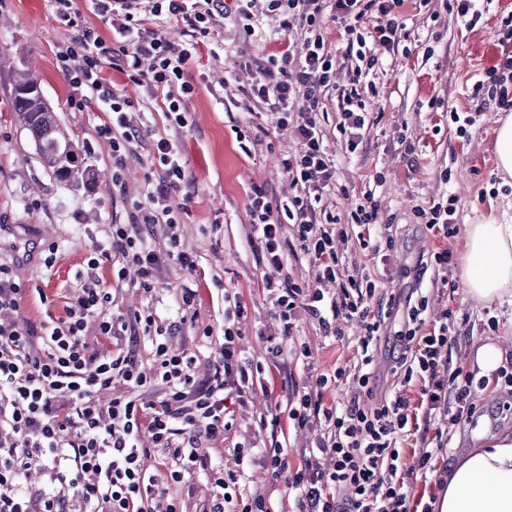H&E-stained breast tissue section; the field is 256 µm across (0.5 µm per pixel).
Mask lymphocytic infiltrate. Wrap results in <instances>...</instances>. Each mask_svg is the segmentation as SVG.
<instances>
[{
    "label": "lymphocytic infiltrate",
    "instance_id": "obj_1",
    "mask_svg": "<svg viewBox=\"0 0 512 512\" xmlns=\"http://www.w3.org/2000/svg\"><path fill=\"white\" fill-rule=\"evenodd\" d=\"M93 10L108 18L111 39L71 15L72 0H51L61 19L75 33L57 54V65L73 93L75 105L95 99L111 112L97 125L99 138L112 149V183L123 182L125 158L141 140L139 128L128 115L133 103L102 77L105 66L118 67L150 92H164V112L174 127L186 128L189 119L182 103L193 87L185 70L199 44L173 42L151 27L152 21L183 23L207 36L225 17L224 0H158L153 16L141 15L137 5L121 0H90ZM404 0H267L265 13L288 34L287 48L268 56L262 77L251 94L270 104L279 124H292L297 148L279 165L292 180L294 193L275 204L262 187L250 193V217L255 239L267 262L282 266L283 223L291 221L296 250L306 258L316 283L301 287L291 278L266 282L271 310L281 324V336L270 352H300L294 333L302 316L316 319L325 335L342 339L340 322L361 327L353 348V374L337 368L320 374L313 389L291 387L287 392L288 419L294 427L311 422L324 425L326 435L315 447L299 452L290 466L280 449L258 458L266 478L285 480L295 493L296 512H432L431 504L416 509L411 497L417 482L427 480L439 449L430 435L444 419L471 417L473 376L451 367L455 338L447 322L430 326L424 318L422 285L428 270L452 265L453 254L442 250L419 255L406 267V286L399 294H378L366 274L341 268L336 253L333 214H320L319 204L333 184L335 162L323 145L318 114L320 96L336 65L321 29L324 8L344 24L347 51L366 44L367 38L398 46L403 27L398 23L363 28L362 20L387 16ZM368 88L352 83L343 98L339 130L349 152L363 142L370 121L365 101ZM470 98L477 107L495 106L512 112V54L502 56L476 80ZM164 171L162 183L148 186L134 203L137 220L113 225L107 241L97 243L88 262L90 275L72 294L64 295L58 314L16 323L27 288L11 266L0 263V512H179L177 490L186 474L211 472L218 494L210 512H270L260 493L245 494L238 477L212 471L202 445L222 442L230 431L231 406L244 401L253 364L238 345L240 319L246 313L239 294L224 296V346L205 374H197L196 359L176 347L175 330L157 325L153 314L127 319L108 315L112 294L96 276L101 259L117 262V278L135 267L136 285L152 291L163 268L171 262L194 268L192 255L181 248L178 210L170 193L186 183L179 151L170 139L156 143L154 155ZM361 250L386 265L383 242L391 240V225L382 223L373 191L351 214ZM165 228L167 244L158 249L148 228ZM340 282L338 293L323 290L326 282ZM151 345L150 361L139 355L142 342ZM388 348L389 387H380L372 372L374 352ZM352 376L345 401L327 399L326 393ZM127 391L110 396L115 384ZM417 385V399L406 388ZM150 447H142V437ZM419 443L411 459L400 446L409 438ZM155 468H148V458ZM40 468L49 482L28 491L23 479Z\"/></svg>",
    "mask_w": 512,
    "mask_h": 512
}]
</instances>
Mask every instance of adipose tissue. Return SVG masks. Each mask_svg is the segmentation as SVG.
<instances>
[{
  "mask_svg": "<svg viewBox=\"0 0 512 512\" xmlns=\"http://www.w3.org/2000/svg\"><path fill=\"white\" fill-rule=\"evenodd\" d=\"M461 279L469 299L512 308V224L467 225ZM438 512H512V434L493 436L448 469Z\"/></svg>",
  "mask_w": 512,
  "mask_h": 512,
  "instance_id": "1",
  "label": "adipose tissue"
}]
</instances>
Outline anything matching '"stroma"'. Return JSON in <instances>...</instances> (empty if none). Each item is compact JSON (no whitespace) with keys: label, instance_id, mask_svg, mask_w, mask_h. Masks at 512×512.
<instances>
[{"label":"stroma","instance_id":"obj_1","mask_svg":"<svg viewBox=\"0 0 512 512\" xmlns=\"http://www.w3.org/2000/svg\"><path fill=\"white\" fill-rule=\"evenodd\" d=\"M476 7L482 18L470 30L448 12L445 0H430L423 9L416 8L414 0H405L399 15L407 35L398 48L388 50L369 41L376 62L361 80L374 85L377 95L369 104L372 120L357 153L347 150L339 132L342 92L349 86L355 60H338L324 93V111L318 116L324 143L336 163V182L325 190L322 206L348 218L368 187L380 204L382 221L398 226L389 249L390 270L373 265L352 237L336 241L343 264L349 271L370 274L385 291L402 286V266L424 245L450 250L454 266L442 280L425 283L426 317L438 321L444 311H451L457 338L451 364L465 369L470 366L471 345L481 337L498 338L512 353V309L478 305L460 287L464 225L501 217L505 197L512 194L497 169V111L492 107L476 110L469 99L472 84L485 70L487 47L496 43L502 19L512 16V0H477ZM73 34L47 0H0V262L12 264L29 289L20 314L40 318L46 305L40 303V295L58 303L62 294L73 292L86 279L96 241L106 239L113 225L129 223L131 207L142 198L147 176H159L160 168L153 163L157 140H175L187 183L173 192L172 200L181 208V245L192 253L195 270L169 264L150 297L133 287L135 270H128L119 281L113 279L112 264L105 260L98 273L112 290V315L128 318L149 309L165 323L181 322L175 342L196 357L202 371L224 344V294H240L247 306L239 323L240 344L261 372L245 403L235 406L225 440L210 455L214 464L239 475L241 491L264 493L272 512H292L293 492L268 482L253 457L235 455L234 448L239 444L284 448L294 460L299 449L316 445L319 429L289 424L284 384L292 381L309 387L317 374L349 369L354 356L350 340L359 327L345 325L346 339L341 342L326 337L316 320L302 318L295 339L311 350L310 358L304 360L273 357L261 338L265 332H280L264 281H279L287 275L303 283L312 280L306 260L289 254L283 268L269 266L250 241L253 186L265 187L277 201L286 200L290 191L278 159L294 151V134L277 126L268 105L249 96L259 78V64L284 50L288 38L277 33L275 22L268 19L252 30L245 28L243 19H224L185 72L194 91L187 102L190 124L180 131L170 127L162 95H150L125 74L105 68L104 78L132 101L142 131L138 147L125 159V185L118 189L112 185L111 148L95 133L105 114L93 102L73 108L71 88L57 67L56 54ZM27 68L32 69L60 127L78 146L85 167L93 172L92 181L66 184L44 167L36 144L13 110L16 76ZM459 115L471 117L466 129H459L455 121ZM246 129L257 140L245 151L237 133ZM450 193L458 199L454 232L445 239L433 237L417 212ZM53 243L58 246L57 259L48 270L43 260ZM186 285L198 294L189 321L183 320L179 306L180 290ZM472 396L477 409L471 419L442 423L450 447L438 454L427 483L416 484L413 501L440 496L439 481L453 461L469 449L484 447L495 434L512 432L511 387L477 386Z\"/></svg>","mask_w":512,"mask_h":512}]
</instances>
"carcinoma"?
<instances>
[{
    "mask_svg": "<svg viewBox=\"0 0 512 512\" xmlns=\"http://www.w3.org/2000/svg\"><path fill=\"white\" fill-rule=\"evenodd\" d=\"M36 81L30 71L18 75L14 86V112L35 141L44 165L60 180L78 183L90 180L79 161V149L57 123L44 97L28 91Z\"/></svg>",
    "mask_w": 512,
    "mask_h": 512,
    "instance_id": "obj_1",
    "label": "carcinoma"
}]
</instances>
